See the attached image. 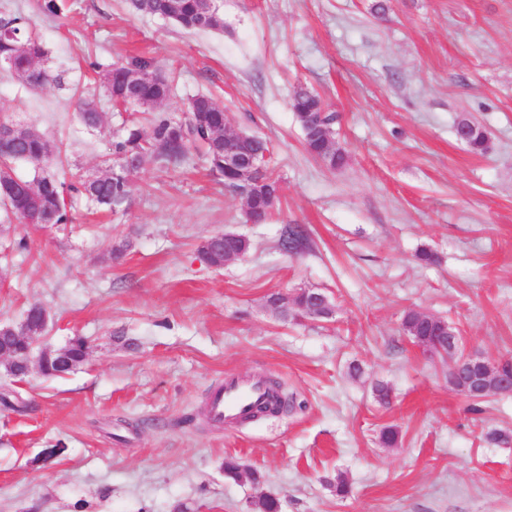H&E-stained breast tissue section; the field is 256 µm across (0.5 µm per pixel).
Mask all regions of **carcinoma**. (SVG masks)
Masks as SVG:
<instances>
[{
    "label": "carcinoma",
    "mask_w": 512,
    "mask_h": 512,
    "mask_svg": "<svg viewBox=\"0 0 512 512\" xmlns=\"http://www.w3.org/2000/svg\"><path fill=\"white\" fill-rule=\"evenodd\" d=\"M134 12L165 18L169 11L176 12L174 23L187 33H199L224 29V18L218 5L204 12L201 0H130ZM46 56L41 38L35 27L20 16L0 18V64L6 65L26 87L39 90L50 81L43 66ZM175 78L161 72L153 59L145 56H130L114 62L102 74V83L107 96L117 106L147 107L153 109L148 125H131L123 135L112 142V157L104 163V169L95 177L66 184L59 177L43 170L57 154V147L29 126L23 139L11 143L0 152V202L9 209L22 224H38L48 216L53 224H64L69 220L66 195L75 193L98 207L113 214L126 210L131 196L132 176L137 170L126 166L127 158H152L164 167H177L188 162L194 151L203 150V159L209 173L224 181L235 196L241 198L244 184L238 176L224 170V106L205 95L193 98L183 115L173 117L166 110ZM319 97L309 91L297 92L291 101L296 118L301 112L316 103ZM76 111L80 122L87 128L96 129L104 122L93 100L78 97ZM316 125L321 131H304V146L309 154L323 162L341 167L346 163L345 153L336 148L333 125L336 116L315 114ZM474 153L488 150V135L484 127L468 120L465 137L461 138ZM251 157L262 165L263 176L269 181L268 191L252 200L253 212L267 220L280 196L278 179L268 168L270 154L268 142L258 137L249 145ZM24 161L35 166L38 172L27 179L17 175L14 164ZM306 240V231L298 224L287 225L280 239V249L296 254ZM401 327L405 335L417 345L425 344L427 331L422 328L419 313L404 312ZM87 350L83 338L75 336L68 342L67 355L70 361L80 364ZM40 370L47 377H61L66 370L58 364L57 357L44 355L40 359Z\"/></svg>",
    "instance_id": "carcinoma-1"
}]
</instances>
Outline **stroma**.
<instances>
[{"mask_svg": "<svg viewBox=\"0 0 512 512\" xmlns=\"http://www.w3.org/2000/svg\"><path fill=\"white\" fill-rule=\"evenodd\" d=\"M221 0L224 28L189 34L132 12L128 0H0L33 20L61 82L39 92L0 68V120L34 126L59 147L67 178L97 175L126 121L93 63L134 53L175 72L168 110L212 96L232 128L271 141L282 190L263 224L200 160L146 159L125 214L72 200L68 224H22L0 208V322L43 304L40 346L88 342L84 363L54 379L6 384L0 366V512H512V395L482 412L448 385V365L401 330L404 311L452 322L468 349L512 358V0ZM315 91L339 116L332 169L310 156L290 108ZM105 119L82 125L77 92ZM469 116L489 133L472 153L455 136ZM302 225L306 247L279 239ZM249 251L216 268L217 233ZM126 245L121 262L113 247ZM431 248L433 265L416 253ZM327 293L332 320L288 322L268 294ZM359 365L350 375V365ZM267 376L294 408L250 424L205 417L225 376ZM392 390L390 406L374 396ZM397 426V447L380 431ZM53 458L44 451L56 442ZM241 465L224 474L225 459ZM344 476L349 497L329 482ZM306 240V231L298 224H288L280 239V249L288 254H297Z\"/></svg>", "mask_w": 512, "mask_h": 512, "instance_id": "1", "label": "stroma"}]
</instances>
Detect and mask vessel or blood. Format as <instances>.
Listing matches in <instances>:
<instances>
[{
  "instance_id": "1",
  "label": "vessel or blood",
  "mask_w": 512,
  "mask_h": 512,
  "mask_svg": "<svg viewBox=\"0 0 512 512\" xmlns=\"http://www.w3.org/2000/svg\"><path fill=\"white\" fill-rule=\"evenodd\" d=\"M273 398L268 386L260 380L250 381L236 377L225 379L215 389L208 403V413L215 424H243L249 422L258 407Z\"/></svg>"
}]
</instances>
